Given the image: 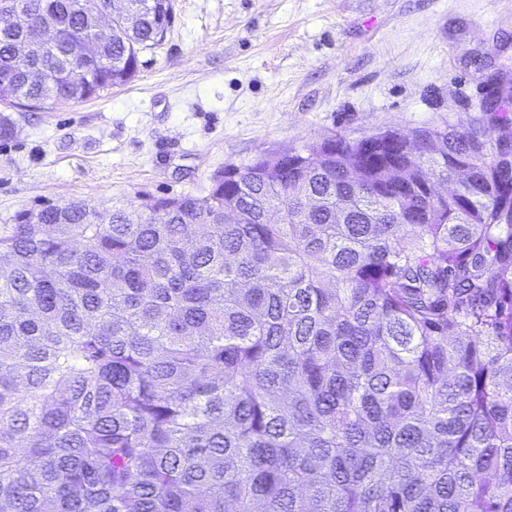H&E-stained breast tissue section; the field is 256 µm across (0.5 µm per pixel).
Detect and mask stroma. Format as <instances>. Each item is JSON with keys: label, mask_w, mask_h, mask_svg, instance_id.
I'll return each instance as SVG.
<instances>
[{"label": "stroma", "mask_w": 512, "mask_h": 512, "mask_svg": "<svg viewBox=\"0 0 512 512\" xmlns=\"http://www.w3.org/2000/svg\"><path fill=\"white\" fill-rule=\"evenodd\" d=\"M127 85L12 113L0 224L82 201L201 195L225 165L333 133L479 124L512 83V0H174Z\"/></svg>", "instance_id": "1"}]
</instances>
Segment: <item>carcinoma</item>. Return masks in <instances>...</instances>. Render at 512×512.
Instances as JSON below:
<instances>
[{
    "mask_svg": "<svg viewBox=\"0 0 512 512\" xmlns=\"http://www.w3.org/2000/svg\"><path fill=\"white\" fill-rule=\"evenodd\" d=\"M98 2L0 0L7 106L126 85L174 21ZM17 4L53 43L16 53ZM511 100L412 162L334 134L1 224L0 512H512ZM124 6L122 10H115V0H105L94 15L97 28H110L112 21L120 19L130 26L136 18L144 12L147 7L146 2H137L134 0H122Z\"/></svg>",
    "mask_w": 512,
    "mask_h": 512,
    "instance_id": "1",
    "label": "carcinoma"
}]
</instances>
